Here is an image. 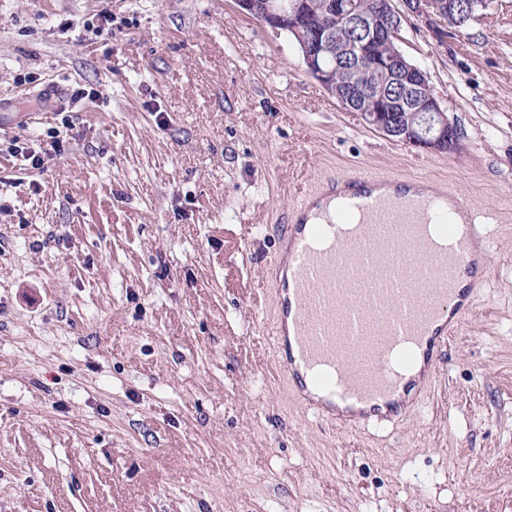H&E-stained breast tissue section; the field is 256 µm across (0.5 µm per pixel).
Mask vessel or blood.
Returning a JSON list of instances; mask_svg holds the SVG:
<instances>
[{"mask_svg":"<svg viewBox=\"0 0 512 512\" xmlns=\"http://www.w3.org/2000/svg\"><path fill=\"white\" fill-rule=\"evenodd\" d=\"M425 182L364 168L319 179L274 230V373L315 419L387 428L421 411L480 301L492 217L452 188L419 192Z\"/></svg>","mask_w":512,"mask_h":512,"instance_id":"b4317fda","label":"vessel or blood"}]
</instances>
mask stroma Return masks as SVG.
Here are the masks:
<instances>
[{
    "mask_svg": "<svg viewBox=\"0 0 512 512\" xmlns=\"http://www.w3.org/2000/svg\"><path fill=\"white\" fill-rule=\"evenodd\" d=\"M402 36L461 153L367 128L235 0H0V512H512V0ZM356 167L498 228L428 410L359 434L292 411L255 307L271 225ZM52 139L47 142L44 147L39 145V151L32 147H28L27 143L20 142L18 139L13 138L10 143L11 156L21 162L23 169H34L39 170L44 166L45 157L51 156L52 153H58L61 151L63 142L58 136H50Z\"/></svg>",
    "mask_w": 512,
    "mask_h": 512,
    "instance_id": "35a3bbf8",
    "label": "stroma"
}]
</instances>
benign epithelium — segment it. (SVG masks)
Wrapping results in <instances>:
<instances>
[{
  "label": "benign epithelium",
  "mask_w": 512,
  "mask_h": 512,
  "mask_svg": "<svg viewBox=\"0 0 512 512\" xmlns=\"http://www.w3.org/2000/svg\"><path fill=\"white\" fill-rule=\"evenodd\" d=\"M239 8L274 31L288 25L296 33L303 28L302 18L310 0H297L288 6L282 0H265L257 8L256 0H235ZM395 0H381L373 13L360 11L356 0H325L324 9L336 16L340 24L356 29L360 37L350 46L360 59L361 69L391 74L401 86L399 102L386 96L368 101L354 91V76L336 77L325 69L321 56L333 48L329 33L318 35L311 47L300 38L303 62L309 75L320 83L339 106L357 113L364 124L389 138L440 154H452L461 149V129L451 121L435 94L422 97L420 89L429 81L428 74L409 61L399 48L403 15L394 5ZM407 13L417 18L439 38L448 34V22L457 27H467L486 11V0H401ZM409 105L418 113L419 120L401 127L393 120L396 104Z\"/></svg>",
  "instance_id": "obj_1"
}]
</instances>
